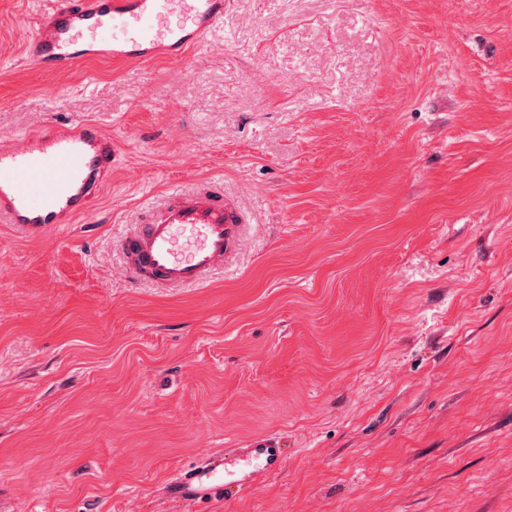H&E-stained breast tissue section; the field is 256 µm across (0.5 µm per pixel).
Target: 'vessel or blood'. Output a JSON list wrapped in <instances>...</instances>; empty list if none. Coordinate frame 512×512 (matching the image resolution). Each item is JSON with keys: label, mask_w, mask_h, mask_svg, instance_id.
Here are the masks:
<instances>
[{"label": "vessel or blood", "mask_w": 512, "mask_h": 512, "mask_svg": "<svg viewBox=\"0 0 512 512\" xmlns=\"http://www.w3.org/2000/svg\"><path fill=\"white\" fill-rule=\"evenodd\" d=\"M229 0H53L25 44L26 60L67 71L91 60L183 61L224 23ZM115 142L97 124H53L0 143V223L31 235L88 215L112 177ZM122 244L132 281L157 288L199 287L238 253L247 211L214 186L165 190L137 210ZM286 451L263 438L211 457L167 486L170 497L236 496L257 472L278 470Z\"/></svg>", "instance_id": "vessel-or-blood-1"}]
</instances>
